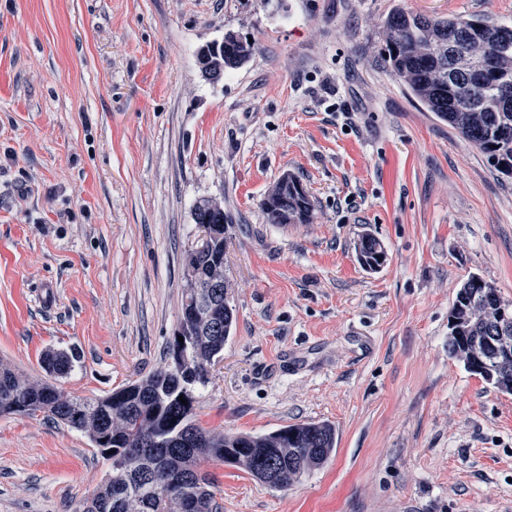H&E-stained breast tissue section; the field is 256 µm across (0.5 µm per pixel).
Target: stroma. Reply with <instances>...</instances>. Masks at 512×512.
<instances>
[{
  "label": "stroma",
  "mask_w": 512,
  "mask_h": 512,
  "mask_svg": "<svg viewBox=\"0 0 512 512\" xmlns=\"http://www.w3.org/2000/svg\"><path fill=\"white\" fill-rule=\"evenodd\" d=\"M397 8L512 26V0H0V360L43 380L75 353L58 384L88 399L162 367L191 209L221 199L237 323L197 420L337 441L285 490L206 463L220 512H512V394L448 355L470 274L512 301V179L389 75ZM230 31L260 50L208 83L197 51ZM287 173L313 223H266ZM110 471L0 416V512H79ZM356 255L359 264L368 271L379 270L387 257L383 244L370 233H364L359 239ZM74 360L75 356L72 353L61 350L49 351L44 357L45 370L51 379L57 381L71 371Z\"/></svg>",
  "instance_id": "1"
}]
</instances>
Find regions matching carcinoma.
<instances>
[{"mask_svg":"<svg viewBox=\"0 0 512 512\" xmlns=\"http://www.w3.org/2000/svg\"><path fill=\"white\" fill-rule=\"evenodd\" d=\"M491 26L486 19H431L396 9L383 26L385 62L417 100L512 178V112H499L496 105L498 86L512 82V53L487 55ZM257 51V43L227 33L210 62L220 60L230 71ZM260 208L268 224H311L315 203L288 174L268 189ZM192 219L209 231L210 242L184 256L181 318L164 367L108 396L84 399L55 383L71 371V353H46L51 382L31 380L0 361V416L44 414L86 434L111 461L112 473L83 504V512H217L214 482L201 463L243 467L258 481L286 489L335 451L336 428L326 422L292 424L260 435L215 433L197 423L199 390L209 383L236 315L224 276L231 217L222 206L196 204ZM356 255L368 271L379 270L387 257L383 244L369 233L359 239ZM214 279L224 281L218 298L207 288ZM509 306L512 301L503 299L493 284L470 276L449 314L448 355L495 389L512 394V368L502 365L488 343L499 335L502 309Z\"/></svg>","mask_w":512,"mask_h":512,"instance_id":"cac0c4a2","label":"carcinoma"}]
</instances>
